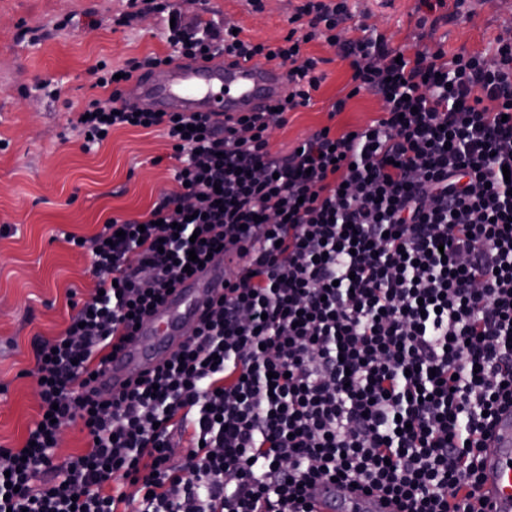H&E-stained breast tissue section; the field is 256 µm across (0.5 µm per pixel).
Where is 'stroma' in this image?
Returning a JSON list of instances; mask_svg holds the SVG:
<instances>
[{
    "label": "stroma",
    "mask_w": 512,
    "mask_h": 512,
    "mask_svg": "<svg viewBox=\"0 0 512 512\" xmlns=\"http://www.w3.org/2000/svg\"><path fill=\"white\" fill-rule=\"evenodd\" d=\"M149 14L130 15L126 0H0V446L20 447L38 418L33 344L60 335L69 295L87 300L96 278L91 258L67 243L91 236L112 216L148 213L176 186L175 159L163 129L119 128L86 146L72 128L75 110L107 97L91 68L124 66L133 58L170 54L162 37L167 7L190 16L198 0H155ZM299 0H210L218 20L241 26L257 42L276 43L291 29ZM356 22L376 28L407 53L443 46L481 50L512 29V0H446L435 27H420L417 0H350ZM325 82L311 106L288 113L271 131L272 152L285 155L323 126L357 129L379 117L383 103L350 96L351 70L335 48L315 42ZM346 98L343 112L330 105Z\"/></svg>",
    "instance_id": "1"
}]
</instances>
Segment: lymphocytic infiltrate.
Listing matches in <instances>:
<instances>
[{
	"mask_svg": "<svg viewBox=\"0 0 512 512\" xmlns=\"http://www.w3.org/2000/svg\"><path fill=\"white\" fill-rule=\"evenodd\" d=\"M351 17L348 0H302L294 30L268 44L179 15L173 55L94 68L110 94L73 127L95 144L164 127L176 188L146 218L66 234L90 251L99 293L34 344L40 417L21 447L0 448V512H311L307 487L334 479L399 512H476L512 409V37L490 54L399 55ZM318 41L350 59L351 95L383 112L272 153L273 122L327 78L306 50ZM176 55L278 62L290 96L222 120L123 103L122 81ZM229 253L235 273L180 356L118 396L91 393L169 289ZM76 423L89 444L56 466Z\"/></svg>",
	"mask_w": 512,
	"mask_h": 512,
	"instance_id": "1",
	"label": "lymphocytic infiltrate"
}]
</instances>
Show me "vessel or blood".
I'll return each instance as SVG.
<instances>
[{
	"mask_svg": "<svg viewBox=\"0 0 512 512\" xmlns=\"http://www.w3.org/2000/svg\"><path fill=\"white\" fill-rule=\"evenodd\" d=\"M291 85L284 67L259 60L231 62L220 57L178 61L134 79L123 100L129 105L149 101L157 112H253L287 97ZM225 273L212 265L195 274L145 316L138 338L113 355L93 383L102 395L122 393L136 373L169 359L186 341V322L224 291ZM493 451L484 462L478 495L486 512H512V413L498 419ZM315 512H391L380 497H363L332 485L312 492Z\"/></svg>",
	"mask_w": 512,
	"mask_h": 512,
	"instance_id": "obj_1",
	"label": "vessel or blood"
}]
</instances>
